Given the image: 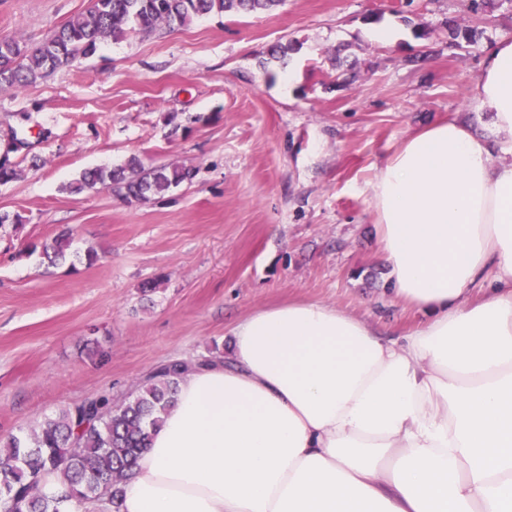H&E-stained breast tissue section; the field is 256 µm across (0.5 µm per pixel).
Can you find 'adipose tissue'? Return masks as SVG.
Masks as SVG:
<instances>
[{
  "label": "adipose tissue",
  "mask_w": 512,
  "mask_h": 512,
  "mask_svg": "<svg viewBox=\"0 0 512 512\" xmlns=\"http://www.w3.org/2000/svg\"><path fill=\"white\" fill-rule=\"evenodd\" d=\"M371 184L399 339L316 302L257 310L190 373L121 512H512V41ZM479 303H467L472 289Z\"/></svg>",
  "instance_id": "obj_1"
}]
</instances>
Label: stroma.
I'll return each mask as SVG.
<instances>
[{
    "mask_svg": "<svg viewBox=\"0 0 512 512\" xmlns=\"http://www.w3.org/2000/svg\"><path fill=\"white\" fill-rule=\"evenodd\" d=\"M89 5L0 0V36L39 42ZM501 41L512 0H283L107 41L0 89V140L23 141L0 185V212L22 218L0 226V438L224 350L235 323L288 301L415 330L424 316L391 292L369 184L415 130L476 119L469 89ZM277 43L286 62L267 55ZM132 156L196 176L145 203L69 191ZM65 231L74 253L49 264L43 246Z\"/></svg>",
    "mask_w": 512,
    "mask_h": 512,
    "instance_id": "obj_1",
    "label": "stroma"
}]
</instances>
